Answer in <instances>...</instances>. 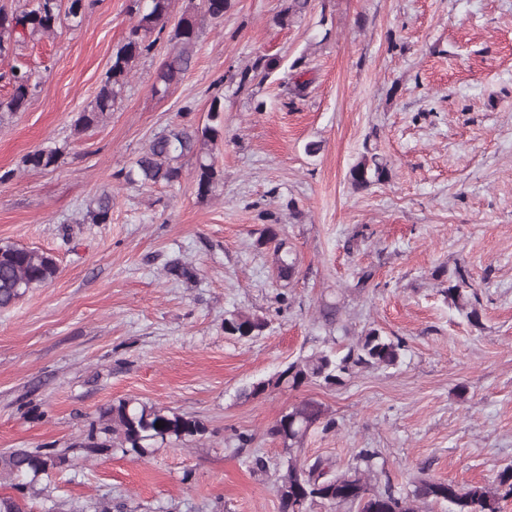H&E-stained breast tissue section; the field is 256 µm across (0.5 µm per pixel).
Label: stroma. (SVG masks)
<instances>
[{
    "mask_svg": "<svg viewBox=\"0 0 512 512\" xmlns=\"http://www.w3.org/2000/svg\"><path fill=\"white\" fill-rule=\"evenodd\" d=\"M127 5L94 0L80 25L62 21L0 54V100L14 69L38 85L0 119V173H13L0 182V243L58 265L52 283L0 311V452L67 454L30 512L102 496L112 512H280L271 475L247 461L280 459L267 430L306 399L334 425L308 435L300 460L344 470L372 448L380 482L397 490L421 476L492 483L512 464V0H312L284 27L274 22L284 0H231L177 85L153 90L170 47L158 34L107 121L75 132L134 23ZM259 57L275 69L241 82ZM292 77L307 82L304 97L289 91ZM216 97L220 177L209 196L189 164L171 186L125 183L154 134L204 126ZM310 141L319 154L305 153ZM43 147L60 148L56 167L23 166ZM368 151L389 179L357 190L347 174ZM105 190L110 222H83ZM270 224L297 255L292 280L257 244ZM175 258L191 280L166 277ZM458 264L478 294L475 323L442 293ZM329 300L342 307L333 330L317 312ZM234 310L267 329L225 335ZM371 328L403 339L397 366L238 399L243 385ZM129 396L208 432L144 458L73 450L102 409Z\"/></svg>",
    "mask_w": 512,
    "mask_h": 512,
    "instance_id": "35a3bbf8",
    "label": "stroma"
}]
</instances>
